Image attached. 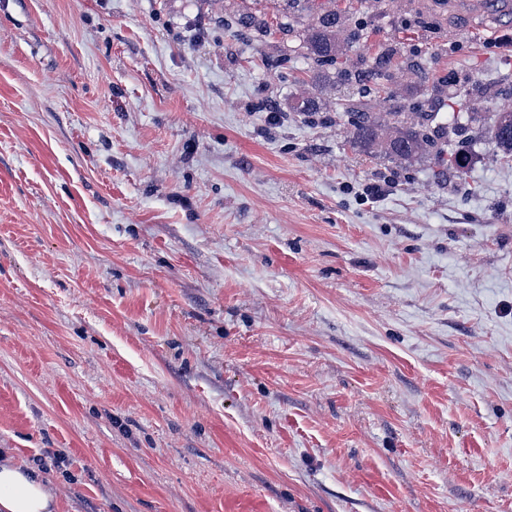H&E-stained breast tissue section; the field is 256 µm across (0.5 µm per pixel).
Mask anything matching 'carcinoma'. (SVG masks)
I'll return each mask as SVG.
<instances>
[{
	"mask_svg": "<svg viewBox=\"0 0 512 512\" xmlns=\"http://www.w3.org/2000/svg\"><path fill=\"white\" fill-rule=\"evenodd\" d=\"M310 19L304 28L305 43L311 59L320 63L334 62L342 52V43L352 40L345 34L346 20L336 17L314 3L309 6ZM374 91L392 103L389 112H372L366 94ZM407 89L398 86L391 75L383 76L378 68L368 67L360 87L347 91L350 102L348 122L353 127V147L363 153H379L401 163L410 164L423 155L432 156L439 166L445 162L443 140L455 131H467L482 122L479 112L466 113V123L436 121L435 112H409L403 99ZM487 134L504 158L512 159V110L494 112Z\"/></svg>",
	"mask_w": 512,
	"mask_h": 512,
	"instance_id": "carcinoma-1",
	"label": "carcinoma"
}]
</instances>
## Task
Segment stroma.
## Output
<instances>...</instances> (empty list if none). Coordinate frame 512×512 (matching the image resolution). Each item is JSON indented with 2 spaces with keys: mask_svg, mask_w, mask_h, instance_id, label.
I'll use <instances>...</instances> for the list:
<instances>
[{
  "mask_svg": "<svg viewBox=\"0 0 512 512\" xmlns=\"http://www.w3.org/2000/svg\"><path fill=\"white\" fill-rule=\"evenodd\" d=\"M324 3L315 67L305 0H0V453H64L59 512H512V161L344 108L390 49L512 109V13ZM310 19L304 28L305 43L311 59L320 63L335 62L342 52V43L352 40L347 34V19L336 17V11L324 10L321 5L310 3ZM385 76L377 67L369 66L363 74L361 87L347 91L348 122L353 127V147L363 153H379L401 164H411L423 155L432 156L438 166L445 162L443 140L449 133L467 131L472 125H480V112H465L466 123L458 120L451 123L436 122L435 112H407V88L398 86L392 75ZM372 84V86L370 85ZM371 91L393 104L391 112H370L368 100ZM368 95H364L367 94Z\"/></svg>",
  "mask_w": 512,
  "mask_h": 512,
  "instance_id": "35a3bbf8",
  "label": "stroma"
}]
</instances>
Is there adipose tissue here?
<instances>
[{
  "label": "adipose tissue",
  "instance_id": "adipose-tissue-1",
  "mask_svg": "<svg viewBox=\"0 0 512 512\" xmlns=\"http://www.w3.org/2000/svg\"><path fill=\"white\" fill-rule=\"evenodd\" d=\"M47 480L34 468L0 461V512H57Z\"/></svg>",
  "mask_w": 512,
  "mask_h": 512
}]
</instances>
